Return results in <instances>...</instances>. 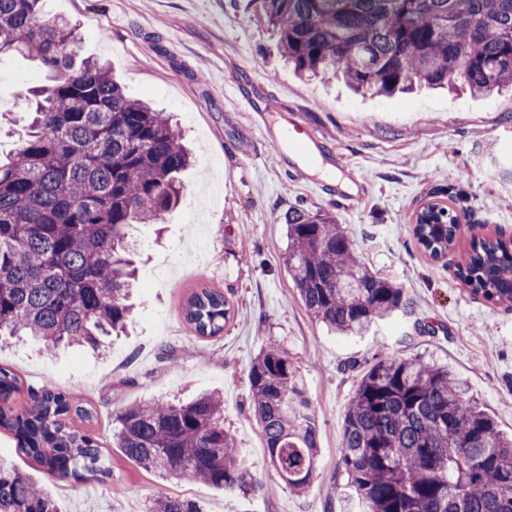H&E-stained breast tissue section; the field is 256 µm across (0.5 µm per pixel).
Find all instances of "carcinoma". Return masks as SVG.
<instances>
[{
  "label": "carcinoma",
  "mask_w": 512,
  "mask_h": 512,
  "mask_svg": "<svg viewBox=\"0 0 512 512\" xmlns=\"http://www.w3.org/2000/svg\"><path fill=\"white\" fill-rule=\"evenodd\" d=\"M43 0H0V58L39 62L51 83L23 93L32 120L0 163V345L29 336L47 350L100 347L124 328L136 270L135 224H158L179 204L190 155L163 112L126 93L109 68L81 57L77 28L46 15ZM283 55L302 75L340 77L371 95L417 85L489 96L512 87V0H261ZM285 262L306 310L343 336H362L408 308L403 288L369 270L336 215L285 214ZM459 217L429 204L414 236L447 255ZM459 274L475 295L512 308V241L474 238ZM195 335L224 331L218 289L186 299ZM251 407L271 467L290 488L318 474L320 427L298 369L275 339L250 370ZM0 367V431L48 477L112 476L110 454L73 418L94 409L77 390L27 387ZM116 447L163 479L229 493L255 489L224 401L206 392L185 404L139 401L113 417ZM341 471L364 512H512V439L448 368L420 355L382 357L363 374L345 415ZM0 512H62L46 485L0 458ZM147 512H203L197 501L153 498Z\"/></svg>",
  "instance_id": "carcinoma-1"
}]
</instances>
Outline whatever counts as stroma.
Here are the masks:
<instances>
[{
  "label": "stroma",
  "instance_id": "35a3bbf8",
  "mask_svg": "<svg viewBox=\"0 0 512 512\" xmlns=\"http://www.w3.org/2000/svg\"><path fill=\"white\" fill-rule=\"evenodd\" d=\"M75 22L82 50L110 64L132 97L169 113L194 152L183 200L162 225L140 224L133 317L103 351H48L34 341L0 348V366L29 385L73 388L96 410L93 428L112 439V416L132 402L224 399V428L258 487L230 494L162 481L112 447V480L53 485L65 512H145L165 494L205 512H358L339 466L348 403L370 362L407 357L448 367L512 434V310L471 294L457 264L472 238H512V92L487 97L423 89L375 97L288 67L260 0H43ZM39 63L0 60V113L26 109L18 94L44 84ZM310 123L332 145L341 179L366 185L351 210L291 177L258 122L284 115ZM439 203L460 217L453 250L438 260L413 235L416 215ZM335 212L359 255L391 274L407 312L361 336L331 333L305 309L284 262L289 208ZM223 291L221 335L190 332L182 306L193 288ZM297 366L320 427L318 475L301 494L270 468L250 409L249 373L268 340ZM174 346L164 357V346Z\"/></svg>",
  "mask_w": 512,
  "mask_h": 512
}]
</instances>
